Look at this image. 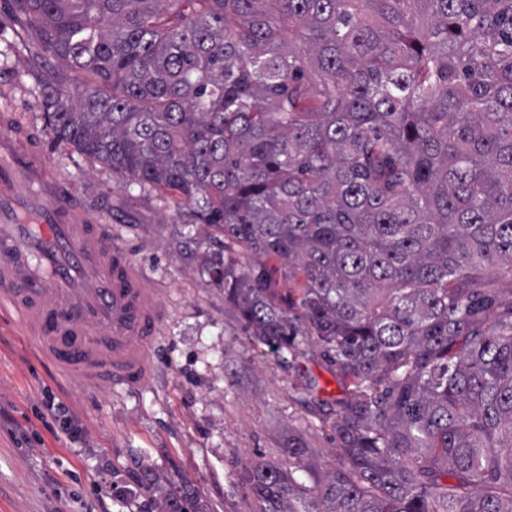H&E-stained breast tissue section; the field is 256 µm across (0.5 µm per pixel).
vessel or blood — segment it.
<instances>
[{"label":"vessel or blood","instance_id":"obj_1","mask_svg":"<svg viewBox=\"0 0 512 512\" xmlns=\"http://www.w3.org/2000/svg\"><path fill=\"white\" fill-rule=\"evenodd\" d=\"M165 316L111 225L88 223L76 191L12 119L0 131V324L60 377L96 390L153 375Z\"/></svg>","mask_w":512,"mask_h":512}]
</instances>
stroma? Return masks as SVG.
Masks as SVG:
<instances>
[{
    "instance_id": "obj_1",
    "label": "stroma",
    "mask_w": 512,
    "mask_h": 512,
    "mask_svg": "<svg viewBox=\"0 0 512 512\" xmlns=\"http://www.w3.org/2000/svg\"><path fill=\"white\" fill-rule=\"evenodd\" d=\"M38 51L10 0H0V115L34 127L86 214L111 225L153 279L167 317L154 375L101 392L56 379L26 337L0 329V512H161L183 481L196 488L199 512H254L237 464L283 459L292 433L328 452L330 423L317 399L294 392L287 362L249 343L222 288L203 274L223 237L176 214L159 191L54 142Z\"/></svg>"
}]
</instances>
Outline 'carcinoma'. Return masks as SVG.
Wrapping results in <instances>:
<instances>
[{"mask_svg":"<svg viewBox=\"0 0 512 512\" xmlns=\"http://www.w3.org/2000/svg\"><path fill=\"white\" fill-rule=\"evenodd\" d=\"M9 2L80 77L55 138L221 233L248 341L342 388L335 466L240 465L256 512H512V0ZM301 364L305 365L320 381L322 391L317 394L318 398L331 400L341 393L336 379L327 369L325 363L318 357L315 350H310L305 360H301Z\"/></svg>","mask_w":512,"mask_h":512,"instance_id":"carcinoma-1","label":"carcinoma"}]
</instances>
